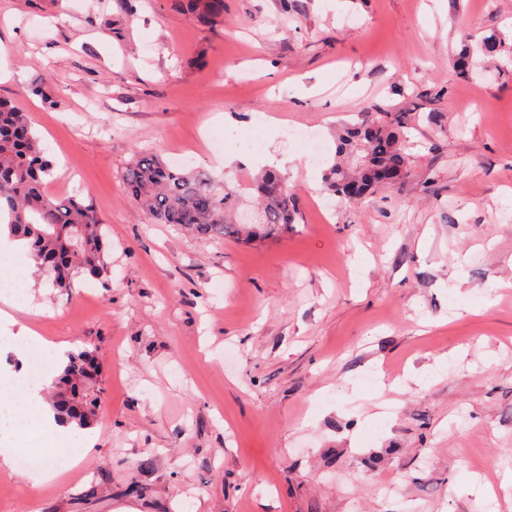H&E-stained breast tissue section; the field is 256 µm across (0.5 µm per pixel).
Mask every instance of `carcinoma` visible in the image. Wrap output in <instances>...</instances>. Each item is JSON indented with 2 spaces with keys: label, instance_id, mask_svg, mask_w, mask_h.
Wrapping results in <instances>:
<instances>
[{
  "label": "carcinoma",
  "instance_id": "cac0c4a2",
  "mask_svg": "<svg viewBox=\"0 0 512 512\" xmlns=\"http://www.w3.org/2000/svg\"><path fill=\"white\" fill-rule=\"evenodd\" d=\"M190 14L205 18L223 11V0H186ZM408 112L378 109L343 130L333 164L324 174L327 190L345 198L349 183L361 197L394 186L410 172L407 153ZM53 163L40 147L27 113L0 100V217L8 221L12 238L27 242L36 268L52 287L65 291L84 274L102 277L107 270L103 222L89 204L76 196H56L46 189ZM128 193L154 224H173L200 237H232L245 242L278 240L288 234L298 214L294 194L281 177L268 170L236 187L194 169L169 167L161 155L137 156L126 169ZM257 193L260 220L244 223L238 216L242 191ZM96 366L87 348L68 354L54 380L51 404L62 424L93 425L99 410Z\"/></svg>",
  "mask_w": 512,
  "mask_h": 512
}]
</instances>
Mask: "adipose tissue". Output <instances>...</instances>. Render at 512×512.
Masks as SVG:
<instances>
[{
  "instance_id": "obj_1",
  "label": "adipose tissue",
  "mask_w": 512,
  "mask_h": 512,
  "mask_svg": "<svg viewBox=\"0 0 512 512\" xmlns=\"http://www.w3.org/2000/svg\"><path fill=\"white\" fill-rule=\"evenodd\" d=\"M24 242L10 241L0 247V301L12 305L16 302L14 286H27L23 267L17 260L25 255ZM65 346L51 349L49 361L38 382L18 386L12 375H0V467L13 468V449L22 445L28 448L39 447L43 436H50L56 455L35 469L34 478L54 477L59 469L71 463V452L90 451L92 439L88 431L75 426L58 423L47 406L44 392L49 388L58 368L67 360Z\"/></svg>"
}]
</instances>
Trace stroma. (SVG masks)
<instances>
[{"mask_svg":"<svg viewBox=\"0 0 512 512\" xmlns=\"http://www.w3.org/2000/svg\"><path fill=\"white\" fill-rule=\"evenodd\" d=\"M512 0H0V99L29 112L48 189L104 224L111 267L32 286L0 337L96 349L94 452L0 512H512ZM469 51L466 77L454 61ZM409 112L414 163L360 203L325 187L342 123ZM226 114L306 157L287 237L153 224L124 174L144 151L229 181ZM397 390L379 391V380Z\"/></svg>","mask_w":512,"mask_h":512,"instance_id":"1","label":"stroma"}]
</instances>
